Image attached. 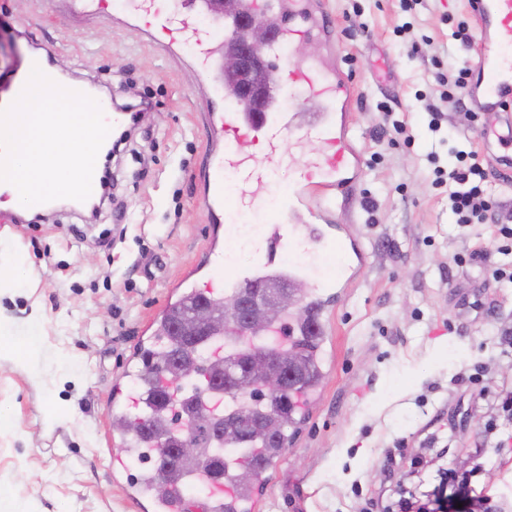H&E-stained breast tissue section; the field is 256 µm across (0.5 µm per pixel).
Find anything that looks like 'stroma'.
Returning <instances> with one entry per match:
<instances>
[{
  "mask_svg": "<svg viewBox=\"0 0 512 512\" xmlns=\"http://www.w3.org/2000/svg\"><path fill=\"white\" fill-rule=\"evenodd\" d=\"M113 2L0 0V86L43 43L69 78L122 106L155 105L114 160L113 199L98 216L60 199L47 220L0 223V237L29 256L0 260V277L15 283L0 291L13 344L0 354V512H156L155 496L136 488L147 467L114 421L143 408L138 353L157 348L164 308L192 291L224 295L208 291L203 268L212 234L204 114L216 98L197 78L192 44L156 48ZM311 5L328 16L327 33L291 61L321 58L354 88L359 204L333 221L364 265L328 294L322 379L255 492L256 512H383L448 472L469 480L486 512H512V416L492 409L512 391V281L455 265L454 254L496 242L488 226L456 224L428 161L433 152L450 167L456 151L478 145L462 111L447 108L449 131L435 135L424 110L439 97L434 61L477 60L478 44L453 37L472 18L467 0H420L408 13L400 0ZM396 120L414 145L391 141ZM319 148L285 145L260 207L236 215L225 259L253 265L249 239ZM120 452L128 468L116 472Z\"/></svg>",
  "mask_w": 512,
  "mask_h": 512,
  "instance_id": "stroma-1",
  "label": "stroma"
}]
</instances>
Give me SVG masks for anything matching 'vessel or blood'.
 I'll list each match as a JSON object with an SVG mask.
<instances>
[{
  "instance_id": "vessel-or-blood-1",
  "label": "vessel or blood",
  "mask_w": 512,
  "mask_h": 512,
  "mask_svg": "<svg viewBox=\"0 0 512 512\" xmlns=\"http://www.w3.org/2000/svg\"><path fill=\"white\" fill-rule=\"evenodd\" d=\"M125 4L134 9L135 26L142 33L158 27L169 44L192 40L201 79L224 99L223 110H211L205 116L212 137L204 168L211 193L205 203L214 222H221L224 208L248 210L258 205L259 191L278 167L285 143L300 147L316 140L322 145L300 180L289 187L264 238L257 242L258 264L248 272L225 267L215 287L232 294L246 279L307 275L326 254L335 255L337 262L329 287H347L360 271L363 252L344 230L331 233L323 224L336 209L337 193L350 190L360 167L348 120L351 87L340 73L324 64L295 65L285 55L294 42L314 38L323 19L303 0H239L242 12L277 31L276 41L265 49L275 84L263 111L255 112L224 82L214 48L229 34L231 19L216 14L210 0H197L199 13L210 20L204 29L191 27L179 12L168 10L167 0H125ZM468 5L482 52L471 70L465 95L474 111L500 113V127L479 129L478 136L483 145L495 140L508 147V154L496 157L495 162L512 173V114L504 110L512 103V0H468ZM309 98L319 100V111L302 112L298 102ZM245 139L259 143L261 153L244 155L239 143ZM230 169L236 171L240 183L238 194L231 199L224 191V174ZM206 480L201 471L182 474L173 493L158 500V512H243L244 496L231 479L205 498L186 494V486Z\"/></svg>"
}]
</instances>
